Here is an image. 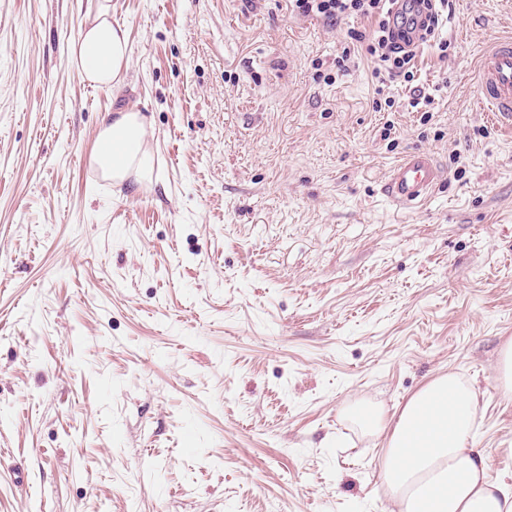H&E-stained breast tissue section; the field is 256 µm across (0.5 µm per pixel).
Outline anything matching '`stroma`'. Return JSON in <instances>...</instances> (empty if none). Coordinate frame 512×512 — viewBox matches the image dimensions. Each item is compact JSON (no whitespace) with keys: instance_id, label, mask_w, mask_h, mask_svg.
<instances>
[{"instance_id":"obj_1","label":"stroma","mask_w":512,"mask_h":512,"mask_svg":"<svg viewBox=\"0 0 512 512\" xmlns=\"http://www.w3.org/2000/svg\"><path fill=\"white\" fill-rule=\"evenodd\" d=\"M117 89L68 56L80 0H0V512H390L363 427L438 374L478 392L512 475V131L477 106L512 0H453L430 119L348 28L288 0H112ZM147 121L148 182L102 180L105 119ZM444 172L382 195L405 153ZM22 471L24 486L10 472ZM443 180V172L430 153H406L389 171L384 192L396 209L422 206ZM498 376L501 388L506 393L512 391V339L506 340L500 350Z\"/></svg>"}]
</instances>
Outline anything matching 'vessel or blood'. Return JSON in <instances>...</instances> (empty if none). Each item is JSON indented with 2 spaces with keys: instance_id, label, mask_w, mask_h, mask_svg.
<instances>
[{
  "instance_id": "obj_1",
  "label": "vessel or blood",
  "mask_w": 512,
  "mask_h": 512,
  "mask_svg": "<svg viewBox=\"0 0 512 512\" xmlns=\"http://www.w3.org/2000/svg\"><path fill=\"white\" fill-rule=\"evenodd\" d=\"M479 97L491 122L512 128V38H501L483 53L477 66ZM443 180L430 153H406L389 171L384 192L398 209L423 205Z\"/></svg>"
}]
</instances>
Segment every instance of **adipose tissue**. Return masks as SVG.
Listing matches in <instances>:
<instances>
[{
    "instance_id": "ef3b65f1",
    "label": "adipose tissue",
    "mask_w": 512,
    "mask_h": 512,
    "mask_svg": "<svg viewBox=\"0 0 512 512\" xmlns=\"http://www.w3.org/2000/svg\"><path fill=\"white\" fill-rule=\"evenodd\" d=\"M83 81L117 86L130 65L125 28L112 20V0H92L68 50ZM145 119L119 109L102 127L93 160L104 177L148 178ZM477 393L456 372L439 374L393 415L376 408L370 434L386 439L381 478L398 512H512V482L491 480L488 456L476 440Z\"/></svg>"
}]
</instances>
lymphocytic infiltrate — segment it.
I'll return each mask as SVG.
<instances>
[{
  "label": "lymphocytic infiltrate",
  "instance_id": "1",
  "mask_svg": "<svg viewBox=\"0 0 512 512\" xmlns=\"http://www.w3.org/2000/svg\"><path fill=\"white\" fill-rule=\"evenodd\" d=\"M397 0H289L292 12L302 16H316L329 22L346 18L366 19L369 31L349 29L347 36L359 43L372 64V75L378 86L375 102L377 110H389L394 102L387 94L389 83H413L416 78V60L426 49L447 56L450 40L442 33L451 11L450 0H414L418 20L401 28L393 20Z\"/></svg>",
  "mask_w": 512,
  "mask_h": 512
}]
</instances>
